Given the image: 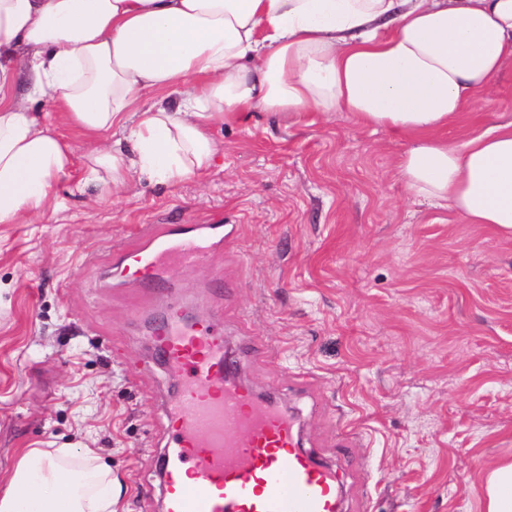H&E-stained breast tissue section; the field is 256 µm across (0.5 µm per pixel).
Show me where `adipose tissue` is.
<instances>
[{
  "label": "adipose tissue",
  "mask_w": 512,
  "mask_h": 512,
  "mask_svg": "<svg viewBox=\"0 0 512 512\" xmlns=\"http://www.w3.org/2000/svg\"><path fill=\"white\" fill-rule=\"evenodd\" d=\"M512 60V0H0V224L43 215L74 160L30 104L95 146L78 187L177 183L216 164L210 128L250 113H353L408 142L415 196L512 235V117L443 132ZM484 512H512V461ZM0 512H114L111 472L69 448H25Z\"/></svg>",
  "instance_id": "1"
}]
</instances>
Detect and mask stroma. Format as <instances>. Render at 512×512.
<instances>
[{
  "instance_id": "obj_1",
  "label": "stroma",
  "mask_w": 512,
  "mask_h": 512,
  "mask_svg": "<svg viewBox=\"0 0 512 512\" xmlns=\"http://www.w3.org/2000/svg\"><path fill=\"white\" fill-rule=\"evenodd\" d=\"M512 114V63L461 124ZM223 163L96 198L62 186L32 224L0 225V481L23 448H90L117 512H160L173 390L144 324L154 301L109 275L143 224L236 233L169 299L254 346L239 377L336 469L344 512H483L512 459V235L412 197L404 141L348 112L217 122ZM223 271L226 293L208 284Z\"/></svg>"
}]
</instances>
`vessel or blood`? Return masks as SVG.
I'll use <instances>...</instances> for the list:
<instances>
[{"label": "vessel or blood", "instance_id": "b4317fda", "mask_svg": "<svg viewBox=\"0 0 512 512\" xmlns=\"http://www.w3.org/2000/svg\"><path fill=\"white\" fill-rule=\"evenodd\" d=\"M224 246V226L144 224L117 247L113 273L144 290L161 267H202ZM179 386L160 456L164 512H342L336 470L300 446L284 407L227 375L224 331L170 312L154 330Z\"/></svg>", "mask_w": 512, "mask_h": 512}]
</instances>
